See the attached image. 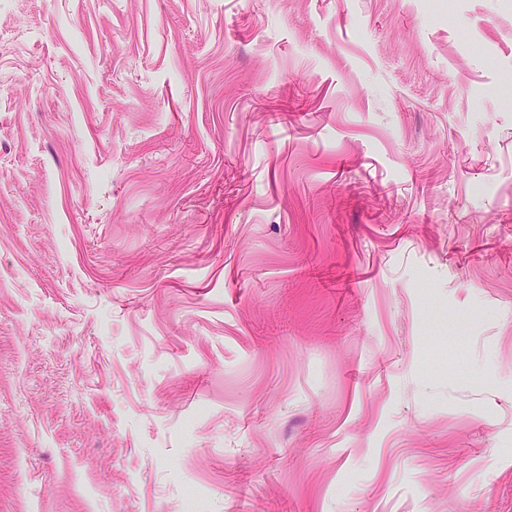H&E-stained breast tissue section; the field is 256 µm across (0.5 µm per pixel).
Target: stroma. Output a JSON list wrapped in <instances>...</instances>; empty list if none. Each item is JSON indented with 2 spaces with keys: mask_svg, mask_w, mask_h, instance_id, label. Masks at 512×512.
Returning <instances> with one entry per match:
<instances>
[{
  "mask_svg": "<svg viewBox=\"0 0 512 512\" xmlns=\"http://www.w3.org/2000/svg\"><path fill=\"white\" fill-rule=\"evenodd\" d=\"M0 512H512V0H0Z\"/></svg>",
  "mask_w": 512,
  "mask_h": 512,
  "instance_id": "stroma-1",
  "label": "stroma"
}]
</instances>
